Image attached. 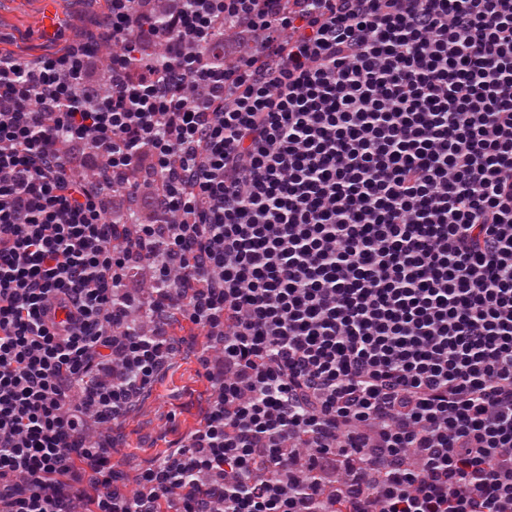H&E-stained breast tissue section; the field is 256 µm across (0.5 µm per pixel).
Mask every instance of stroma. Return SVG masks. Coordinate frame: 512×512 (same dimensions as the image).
Segmentation results:
<instances>
[{"label":"stroma","instance_id":"stroma-1","mask_svg":"<svg viewBox=\"0 0 512 512\" xmlns=\"http://www.w3.org/2000/svg\"><path fill=\"white\" fill-rule=\"evenodd\" d=\"M111 7L112 0H58L60 26L49 40L38 27V0H0V51L29 60L63 55L76 35L96 39V21ZM210 392L203 370L190 355L180 356L157 379L141 406L120 426L122 445L112 451L115 472L126 476L124 494L139 491L141 470L202 421Z\"/></svg>","mask_w":512,"mask_h":512}]
</instances>
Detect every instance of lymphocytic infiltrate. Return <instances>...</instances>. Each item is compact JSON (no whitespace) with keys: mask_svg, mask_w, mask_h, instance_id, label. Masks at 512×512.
I'll list each match as a JSON object with an SVG mask.
<instances>
[{"mask_svg":"<svg viewBox=\"0 0 512 512\" xmlns=\"http://www.w3.org/2000/svg\"><path fill=\"white\" fill-rule=\"evenodd\" d=\"M150 2L0 52V512H512V0ZM169 301L217 397L124 497Z\"/></svg>","mask_w":512,"mask_h":512,"instance_id":"1","label":"lymphocytic infiltrate"}]
</instances>
